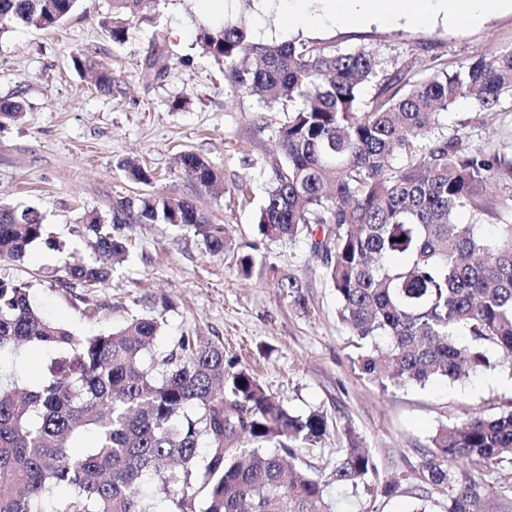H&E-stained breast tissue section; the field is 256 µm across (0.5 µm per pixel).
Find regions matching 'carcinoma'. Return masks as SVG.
<instances>
[{
  "mask_svg": "<svg viewBox=\"0 0 512 512\" xmlns=\"http://www.w3.org/2000/svg\"><path fill=\"white\" fill-rule=\"evenodd\" d=\"M77 0H0V30L49 29ZM224 23L201 27L196 44L224 70L228 87L280 122L258 131L276 156L257 224L270 240L322 234L315 249L340 302L339 317L361 353L358 375L386 390L462 381L498 367L512 372V224L483 232L484 192L499 169L482 151L448 136L440 117L461 100L475 118L512 90V49L434 74L409 91L365 46L336 50L296 38H250L252 0H238ZM151 0H112L102 26L129 39ZM75 68L112 95L114 79L93 56ZM373 97L360 104L365 87ZM24 118L18 101L0 102V123ZM399 153L407 162L395 166ZM180 170L208 188L219 171L193 152ZM122 168L149 184L133 159ZM468 212L470 221L458 220ZM94 255L65 260V288H96L127 258V224H172L212 253L226 247V225L188 199L152 194L112 201V223L84 214ZM44 243L63 254L34 208L0 205V258L22 260ZM154 317L117 331L78 336L33 306L28 286L0 281V357L24 346L48 348L34 389L0 366V512H333L328 485L371 488L378 465L353 433L321 479L285 460L313 448L328 430L324 413L290 412L246 369L225 364L224 347L183 334L171 349L145 352L160 335ZM94 441L81 452L69 442ZM460 458L499 467L512 493V402L438 426L422 458L421 481L448 494V512H484L488 495ZM148 475L153 494L142 492Z\"/></svg>",
  "mask_w": 512,
  "mask_h": 512,
  "instance_id": "cac0c4a2",
  "label": "carcinoma"
}]
</instances>
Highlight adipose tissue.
<instances>
[{"label": "adipose tissue", "instance_id": "obj_1", "mask_svg": "<svg viewBox=\"0 0 512 512\" xmlns=\"http://www.w3.org/2000/svg\"><path fill=\"white\" fill-rule=\"evenodd\" d=\"M511 5L512 0H327L323 13L339 23L368 17L415 20L432 14L444 15L452 22L463 19L475 23Z\"/></svg>", "mask_w": 512, "mask_h": 512}]
</instances>
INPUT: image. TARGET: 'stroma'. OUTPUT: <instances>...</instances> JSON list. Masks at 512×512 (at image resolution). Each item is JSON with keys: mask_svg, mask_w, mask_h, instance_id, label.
Masks as SVG:
<instances>
[{"mask_svg": "<svg viewBox=\"0 0 512 512\" xmlns=\"http://www.w3.org/2000/svg\"><path fill=\"white\" fill-rule=\"evenodd\" d=\"M111 9L112 0H78L56 27L0 32V100L22 101L26 112L22 123L0 125V202L37 208L70 253L86 259L85 212L111 216L113 199L147 191L186 198L226 224V249L211 254L192 232L170 224H130L124 229L129 257L100 287H61L64 262L42 243L23 261L0 259V279L27 284L40 312L81 336L154 315L162 323L155 351L186 332L221 342L225 358L252 370L293 413L327 414V434L298 451L311 472L326 469L353 431L376 458L381 479L396 482L397 491L384 497L362 486H328L336 512H409L421 491L429 512H444L445 496L418 476L429 438L439 424L499 412L512 401V375L489 369L464 382L385 390L360 378L351 366L358 350L337 316L340 302L310 237L272 241L256 224L273 160L257 122L282 120V113H260L251 98L233 94L222 69L203 54L196 43L202 0H154L121 45L100 26ZM248 20L266 42L301 37L329 48L366 46L406 90L432 73L512 48L508 9L477 25L439 18L308 25L285 21L254 0ZM80 50L111 72L119 93L102 95L81 77L72 61ZM472 109L469 101L450 107L445 131L500 159L499 176L485 192L499 208L512 199V95L483 121L460 126ZM188 151L221 172L220 190H200L182 175L176 159ZM129 156L150 172L151 185L119 169ZM245 254L256 262L248 277L238 264ZM50 269L55 279L44 278ZM286 274L301 281L302 301L280 292L277 281Z\"/></svg>", "mask_w": 512, "mask_h": 512, "instance_id": "obj_1", "label": "stroma"}]
</instances>
